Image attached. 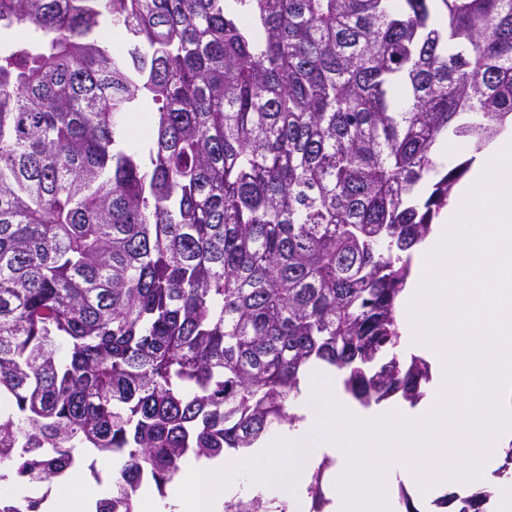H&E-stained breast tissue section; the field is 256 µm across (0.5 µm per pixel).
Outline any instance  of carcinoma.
I'll return each instance as SVG.
<instances>
[{
    "mask_svg": "<svg viewBox=\"0 0 512 512\" xmlns=\"http://www.w3.org/2000/svg\"><path fill=\"white\" fill-rule=\"evenodd\" d=\"M510 115L512 0H0V482L116 453L96 512H133L295 422L316 362L417 404L396 302L471 163L434 147Z\"/></svg>",
    "mask_w": 512,
    "mask_h": 512,
    "instance_id": "carcinoma-1",
    "label": "carcinoma"
}]
</instances>
